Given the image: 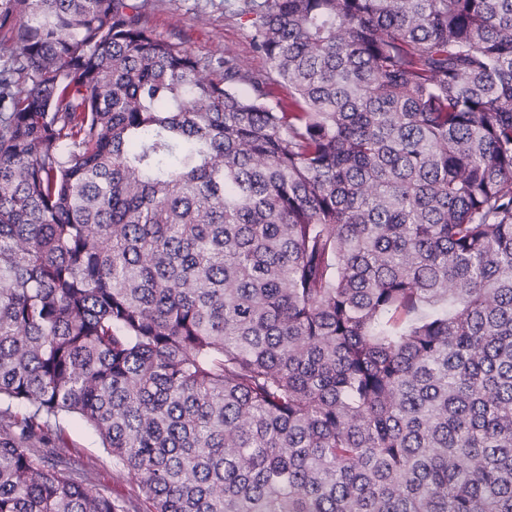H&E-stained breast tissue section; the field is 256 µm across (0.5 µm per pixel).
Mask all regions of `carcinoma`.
<instances>
[{
  "label": "carcinoma",
  "mask_w": 512,
  "mask_h": 512,
  "mask_svg": "<svg viewBox=\"0 0 512 512\" xmlns=\"http://www.w3.org/2000/svg\"><path fill=\"white\" fill-rule=\"evenodd\" d=\"M0 0V512H512V0ZM236 6L235 0H157L150 24L161 37H181L198 56L230 50L245 68L264 71L266 61L252 51ZM60 427L69 448L33 450L37 454L51 455L59 464L73 467L100 494L123 500L127 512H143L145 505L137 482L126 472L112 466V457L102 448L98 436L76 417L63 419Z\"/></svg>",
  "instance_id": "1"
}]
</instances>
